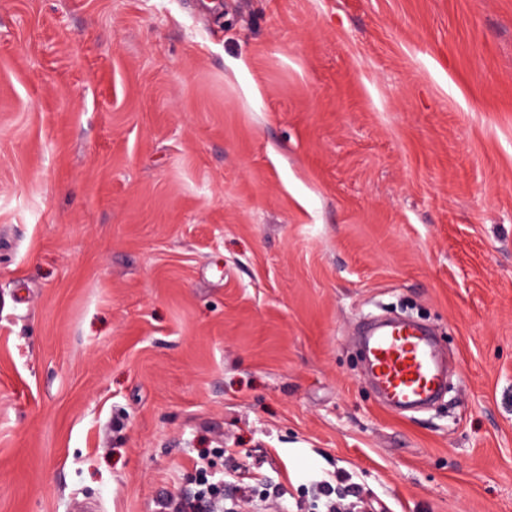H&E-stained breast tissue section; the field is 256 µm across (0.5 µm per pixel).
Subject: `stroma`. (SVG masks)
<instances>
[{
	"instance_id": "1",
	"label": "stroma",
	"mask_w": 512,
	"mask_h": 512,
	"mask_svg": "<svg viewBox=\"0 0 512 512\" xmlns=\"http://www.w3.org/2000/svg\"><path fill=\"white\" fill-rule=\"evenodd\" d=\"M401 307L449 366L404 415ZM233 461L248 512H512V0H0V512ZM365 359L369 376L393 411L423 405L443 387L432 336L421 326L375 328L366 336Z\"/></svg>"
}]
</instances>
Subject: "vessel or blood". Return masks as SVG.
Returning <instances> with one entry per match:
<instances>
[{"instance_id":"vessel-or-blood-1","label":"vessel or blood","mask_w":512,"mask_h":512,"mask_svg":"<svg viewBox=\"0 0 512 512\" xmlns=\"http://www.w3.org/2000/svg\"><path fill=\"white\" fill-rule=\"evenodd\" d=\"M365 359L391 410L423 405L443 387L434 342L423 327L375 328L366 338Z\"/></svg>"}]
</instances>
